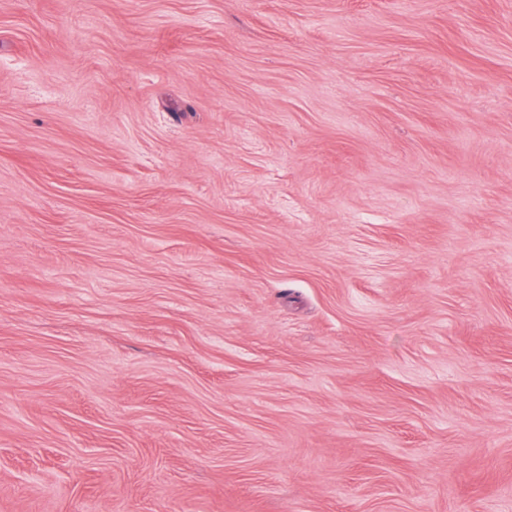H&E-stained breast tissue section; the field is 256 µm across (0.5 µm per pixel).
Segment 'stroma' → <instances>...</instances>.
<instances>
[{"label": "stroma", "instance_id": "35a3bbf8", "mask_svg": "<svg viewBox=\"0 0 512 512\" xmlns=\"http://www.w3.org/2000/svg\"><path fill=\"white\" fill-rule=\"evenodd\" d=\"M0 512H512V0H0Z\"/></svg>", "mask_w": 512, "mask_h": 512}]
</instances>
